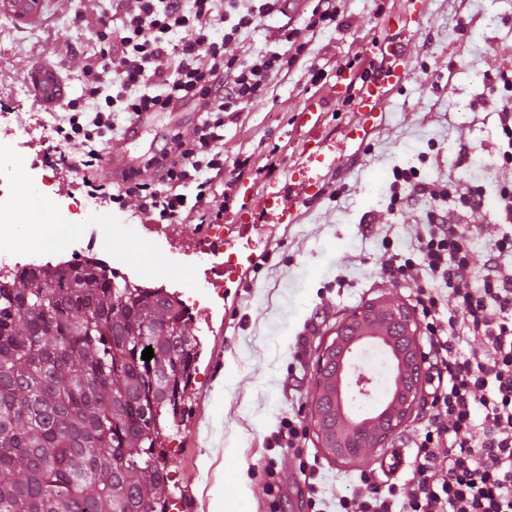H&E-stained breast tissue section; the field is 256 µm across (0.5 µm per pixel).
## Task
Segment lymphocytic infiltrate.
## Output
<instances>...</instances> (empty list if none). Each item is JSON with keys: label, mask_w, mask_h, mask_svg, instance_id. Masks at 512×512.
Listing matches in <instances>:
<instances>
[{"label": "lymphocytic infiltrate", "mask_w": 512, "mask_h": 512, "mask_svg": "<svg viewBox=\"0 0 512 512\" xmlns=\"http://www.w3.org/2000/svg\"><path fill=\"white\" fill-rule=\"evenodd\" d=\"M307 2L304 28L275 27L273 49L235 55L227 46L258 20L287 14L288 0H112L111 21L92 32L99 49L83 65L82 93L53 126L54 152L78 188L121 209L136 198L152 224L223 221L225 125L284 71L303 68L314 84L324 77L308 63L304 34L339 25L340 0ZM189 104L199 113L192 138L169 134L141 167L101 184L110 138L135 136L141 113ZM390 192L424 209L416 256L381 271L417 284L429 320L431 406L405 438L416 451L410 491L381 489L364 473L351 495L337 496L335 512H512V183L496 179L460 200L474 211L494 195L495 221L507 227L478 269L469 242L480 227L449 218L444 184L401 169Z\"/></svg>", "instance_id": "obj_1"}]
</instances>
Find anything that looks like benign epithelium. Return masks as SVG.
Wrapping results in <instances>:
<instances>
[{"label":"benign epithelium","instance_id":"7a95c632","mask_svg":"<svg viewBox=\"0 0 512 512\" xmlns=\"http://www.w3.org/2000/svg\"><path fill=\"white\" fill-rule=\"evenodd\" d=\"M368 347L387 354L392 386L366 413L353 402L370 396L371 378L358 357ZM425 353L414 311L394 298L372 302L336 327L316 364V393L310 415L325 453L348 463L378 448L406 419L419 397Z\"/></svg>","mask_w":512,"mask_h":512}]
</instances>
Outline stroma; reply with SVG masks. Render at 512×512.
Segmentation results:
<instances>
[{"mask_svg":"<svg viewBox=\"0 0 512 512\" xmlns=\"http://www.w3.org/2000/svg\"><path fill=\"white\" fill-rule=\"evenodd\" d=\"M109 0H48L37 28H20L0 14V113L27 120L30 147L20 156L21 181H45L42 193L18 194L20 211L48 221L66 218L74 200H86L67 174L47 176L55 165L52 130L32 115L41 111L28 84L35 61L54 64L79 95V75L97 46L95 28ZM342 23L314 35L309 59L326 71L311 84L301 71L277 76L270 92L249 105L243 124L224 128V154L248 152L255 164H273L272 172L224 170L230 211L224 231L233 242V265L221 289H208V312L190 326L200 340L198 372L184 411L168 424L160 448L183 512H209L213 496L234 494L240 477L250 482L249 512H265L266 468L275 465L280 488L277 512H310L305 469L317 473L325 512H334L336 494L351 493L361 473L377 472L383 457L399 447L419 424L430 404L421 394L411 413L381 447L350 463L329 458L318 443L310 407L316 390L315 365L340 321L366 304L397 296L413 304L415 286L402 277L380 275L388 253L411 252L413 224L422 213L392 205L389 185L394 168L416 167L426 180H441L458 192L486 180L512 179L499 157L502 134L493 102L501 98L500 72L512 76V0H429L421 24L408 22L409 0H342ZM83 20H76V12ZM391 16L404 22L387 26ZM392 42L408 52L404 89L387 94L366 142L349 139L358 114L340 97L337 72L362 73L355 54ZM317 106L318 126L305 125L302 110ZM197 113L161 112L137 141L123 144L128 161L139 166L144 154L170 130L192 135ZM320 139L332 164L317 199L304 198L299 171L310 140ZM472 162L458 166L460 150ZM278 183L297 206L294 224L277 223L276 209L265 197L267 184ZM255 213L247 236H239L233 218L241 206ZM115 233L105 261H120L121 272L135 284L162 287L188 299L204 286L205 263L199 259L205 225L179 226L171 234L154 232L137 207L110 208ZM391 247H384L383 238ZM256 254L257 264L239 267ZM293 419L306 433L302 453L275 443L282 419Z\"/></svg>","mask_w":512,"mask_h":512,"instance_id":"1","label":"stroma"}]
</instances>
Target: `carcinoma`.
Listing matches in <instances>:
<instances>
[{"mask_svg":"<svg viewBox=\"0 0 512 512\" xmlns=\"http://www.w3.org/2000/svg\"><path fill=\"white\" fill-rule=\"evenodd\" d=\"M189 321L94 260L0 283V512H168L155 444L197 371Z\"/></svg>","mask_w":512,"mask_h":512,"instance_id":"carcinoma-1","label":"carcinoma"}]
</instances>
